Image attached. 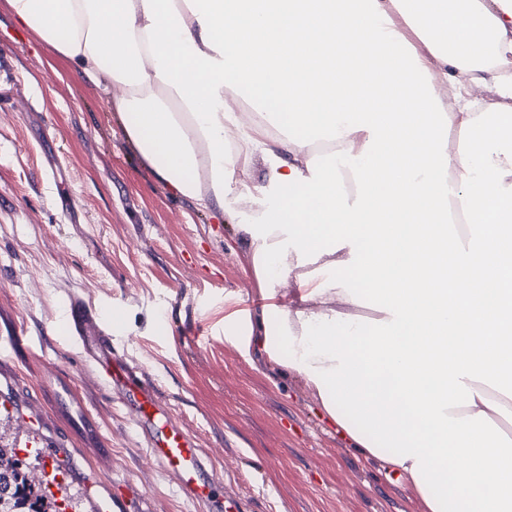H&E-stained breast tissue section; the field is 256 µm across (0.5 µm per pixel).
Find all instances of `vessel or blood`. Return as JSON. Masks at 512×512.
<instances>
[{
    "mask_svg": "<svg viewBox=\"0 0 512 512\" xmlns=\"http://www.w3.org/2000/svg\"><path fill=\"white\" fill-rule=\"evenodd\" d=\"M62 322L69 337L80 344L98 379L126 407L129 422L144 437L150 457L185 496L201 503L206 512L225 507L223 480L209 468L205 450L198 447L187 424L161 404L156 388L142 380L139 368L113 350L112 330L98 312L74 298ZM71 457L70 448L64 447L44 461L45 475L54 476L58 487H65L73 477ZM101 475L99 491L92 501L94 512H123L122 489L111 469L102 470Z\"/></svg>",
    "mask_w": 512,
    "mask_h": 512,
    "instance_id": "vessel-or-blood-1",
    "label": "vessel or blood"
}]
</instances>
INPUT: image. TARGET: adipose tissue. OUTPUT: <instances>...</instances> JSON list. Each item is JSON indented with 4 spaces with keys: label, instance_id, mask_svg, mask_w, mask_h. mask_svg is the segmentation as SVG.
Returning a JSON list of instances; mask_svg holds the SVG:
<instances>
[{
    "label": "adipose tissue",
    "instance_id": "ef3b65f1",
    "mask_svg": "<svg viewBox=\"0 0 512 512\" xmlns=\"http://www.w3.org/2000/svg\"><path fill=\"white\" fill-rule=\"evenodd\" d=\"M10 2L179 194L280 190L236 226L265 303L226 339L428 512H512V0Z\"/></svg>",
    "mask_w": 512,
    "mask_h": 512
}]
</instances>
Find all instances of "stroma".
<instances>
[{"mask_svg": "<svg viewBox=\"0 0 512 512\" xmlns=\"http://www.w3.org/2000/svg\"><path fill=\"white\" fill-rule=\"evenodd\" d=\"M143 160L77 64L21 28L0 0V444L37 394L54 399L43 455L75 448L66 493L85 498L94 457L126 485L127 512H201L148 455L125 409L57 325L71 298L112 321V345L183 417L244 512H426L415 487L351 447L305 384L224 337V312L261 296L234 224ZM200 339L190 342L192 332Z\"/></svg>", "mask_w": 512, "mask_h": 512, "instance_id": "1", "label": "stroma"}]
</instances>
